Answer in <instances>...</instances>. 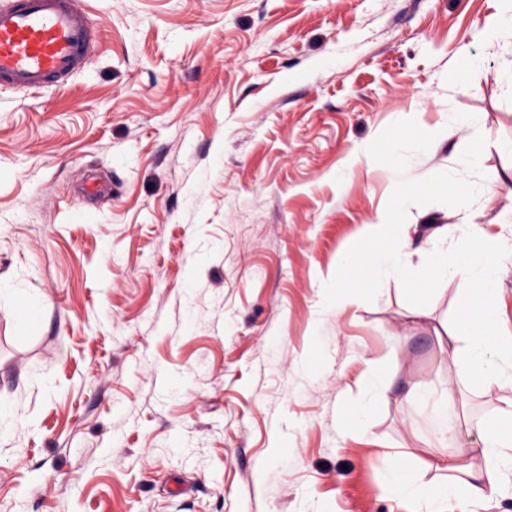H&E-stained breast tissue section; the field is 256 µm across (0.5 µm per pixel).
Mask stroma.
I'll return each mask as SVG.
<instances>
[{"label": "stroma", "instance_id": "stroma-1", "mask_svg": "<svg viewBox=\"0 0 512 512\" xmlns=\"http://www.w3.org/2000/svg\"><path fill=\"white\" fill-rule=\"evenodd\" d=\"M81 3L84 70L0 83V512H426L454 476L426 466L415 388H455L450 455L512 391L439 341L458 279L424 282L415 256L370 290L341 261L384 211L426 249L499 236L512 333L501 0ZM433 177L472 193L468 216ZM365 401L362 432L345 418ZM446 512H512V474Z\"/></svg>", "mask_w": 512, "mask_h": 512}]
</instances>
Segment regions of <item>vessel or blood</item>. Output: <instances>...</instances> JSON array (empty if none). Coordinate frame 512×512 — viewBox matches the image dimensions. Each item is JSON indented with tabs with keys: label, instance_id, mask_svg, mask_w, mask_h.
Listing matches in <instances>:
<instances>
[{
	"label": "vessel or blood",
	"instance_id": "b4317fda",
	"mask_svg": "<svg viewBox=\"0 0 512 512\" xmlns=\"http://www.w3.org/2000/svg\"><path fill=\"white\" fill-rule=\"evenodd\" d=\"M93 50L76 0H0V82L26 89L65 82Z\"/></svg>",
	"mask_w": 512,
	"mask_h": 512
}]
</instances>
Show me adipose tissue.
I'll use <instances>...</instances> for the list:
<instances>
[{"label": "adipose tissue", "instance_id": "1", "mask_svg": "<svg viewBox=\"0 0 512 512\" xmlns=\"http://www.w3.org/2000/svg\"><path fill=\"white\" fill-rule=\"evenodd\" d=\"M375 226L377 231L370 235L368 246L343 260L345 269L358 272L369 288L375 287L382 276L402 275L414 252V241L406 225L394 223L385 213L377 216ZM500 257V242L495 237L477 238L468 248L453 253L447 246L436 245L428 252L426 275L435 280L451 273L464 285H478V295L466 294L459 300L460 307H474L475 313L459 317L449 347L452 353L463 355L473 378L512 386V336L500 332L493 303ZM509 448H512L511 410L503 412L486 431L480 453L487 469L471 474L464 482L463 489L469 497H482L486 486L494 484L498 463Z\"/></svg>", "mask_w": 512, "mask_h": 512}]
</instances>
